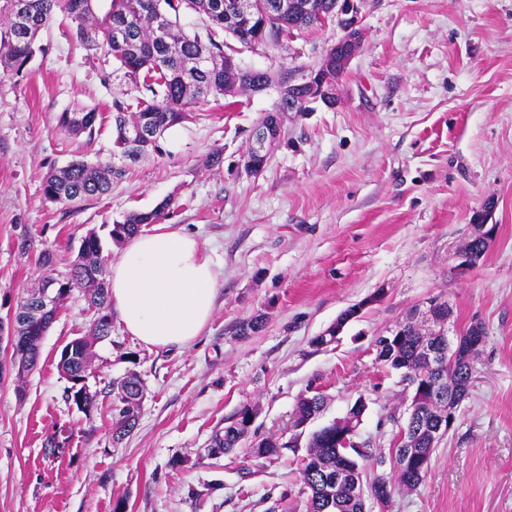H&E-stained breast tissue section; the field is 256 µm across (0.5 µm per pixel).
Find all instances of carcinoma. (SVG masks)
I'll list each match as a JSON object with an SVG mask.
<instances>
[{"label":"carcinoma","mask_w":512,"mask_h":512,"mask_svg":"<svg viewBox=\"0 0 512 512\" xmlns=\"http://www.w3.org/2000/svg\"><path fill=\"white\" fill-rule=\"evenodd\" d=\"M20 3L29 12L30 32L26 34L18 32L14 24V13ZM215 5H224V0H10L9 22L0 33L1 68L19 72L28 64L39 32L58 10L74 25L75 39L87 62L108 57L115 61L112 70H101L102 83L108 85L121 77L136 92L131 103L119 97L112 99V161L91 164L73 160L63 168L49 170L42 182L47 199L77 204L107 194L112 190V182L125 173L116 161L134 160L149 151H160L164 133L181 122L186 112L210 95H225L224 55L228 45L224 35L242 43L246 32L252 39L258 36L278 43L295 30L325 23L315 14L296 11L265 27L261 13L246 29L238 23L226 26L224 15L210 18ZM188 10L201 21L199 30L193 33L185 31L180 22ZM239 81L243 91L272 85L268 72L252 68L243 70ZM97 119L96 108L79 105L61 112L58 125L74 137L85 134L91 138L98 132ZM169 209L170 201L164 200L149 212L127 214L109 230L112 243L122 245L138 234L142 225L157 223ZM56 281L59 294L53 311L38 318L28 316V311L39 305L34 292L18 305L16 315L27 320L19 323L16 353L25 362L26 372H32L40 357L42 339L64 301L72 290H82L95 315L91 334L63 346L58 369L71 383L67 398L87 414L94 406V396L85 385L86 372L95 356V345L112 332L105 260L96 232L85 236L70 271ZM374 347L377 360L398 373L407 399L423 397L421 415L403 423L400 417L391 416L398 431L391 448L394 466L388 482L382 474L367 476L359 464V459L369 453L366 444L357 442L350 432L360 425L363 408L311 432L307 453L299 467L303 492L307 495L305 512H368L367 500L355 494L346 476L348 472L370 488V501L380 508L389 502L395 488L417 489L427 474L421 461L432 457L438 447V443L417 431H427L448 403L460 405L469 394L472 357L451 358L448 338L435 335L430 326L422 329L410 321L403 338L387 342L378 336ZM141 393L143 382L135 373L112 382L113 442L120 443L136 427ZM323 408L322 394L302 395L295 409L293 429L297 433L293 444L266 439L251 450L252 455L265 458L297 447L307 421ZM249 415L247 408L238 411L235 421L213 436L208 454H225L236 448L246 431Z\"/></svg>","instance_id":"1"}]
</instances>
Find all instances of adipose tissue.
Returning <instances> with one entry per match:
<instances>
[{"label":"adipose tissue","mask_w":512,"mask_h":512,"mask_svg":"<svg viewBox=\"0 0 512 512\" xmlns=\"http://www.w3.org/2000/svg\"><path fill=\"white\" fill-rule=\"evenodd\" d=\"M219 274L193 235L158 224L130 239L112 264L110 304L140 343L182 349L202 336L210 321Z\"/></svg>","instance_id":"obj_1"}]
</instances>
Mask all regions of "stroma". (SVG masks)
<instances>
[{
	"instance_id": "stroma-1",
	"label": "stroma",
	"mask_w": 512,
	"mask_h": 512,
	"mask_svg": "<svg viewBox=\"0 0 512 512\" xmlns=\"http://www.w3.org/2000/svg\"><path fill=\"white\" fill-rule=\"evenodd\" d=\"M361 48L338 101L281 115V141L264 171L246 174L254 128L279 86L318 66L340 34L309 29L242 65L275 84L198 103L161 149L127 163L106 196L75 206L46 199L42 179L75 158L112 159L114 96L85 62L71 23L55 15L22 72L0 71V319L48 272L66 273L96 231L116 262L112 224L170 200L166 223L194 234L221 269L203 336L183 349H151L113 321L87 378L91 413L67 397L62 347L87 335L93 316L73 290L18 385L0 374V512H303L299 453L256 458L252 446L287 437L298 398L323 394L324 426L357 398L367 409L359 441L391 448L404 413L398 376L373 340L443 296L454 329L480 322L487 338L470 394L422 484L396 491L384 512H512V0H357ZM97 108L94 140L57 125L74 104ZM223 148L220 167L207 159ZM496 234L472 268L460 253L478 224ZM51 251L52 269L38 263ZM361 305L337 342L316 346L345 309ZM264 329L241 337L239 322ZM145 385L136 429L112 442V382ZM255 420L237 448L208 455L215 432L242 408ZM65 451L50 456L49 437Z\"/></svg>"
}]
</instances>
